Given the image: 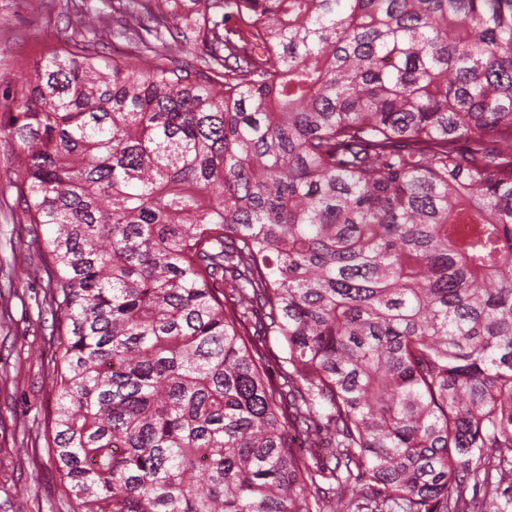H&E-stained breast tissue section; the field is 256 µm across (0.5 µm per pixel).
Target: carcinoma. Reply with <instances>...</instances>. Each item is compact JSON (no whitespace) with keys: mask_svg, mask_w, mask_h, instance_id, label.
Wrapping results in <instances>:
<instances>
[{"mask_svg":"<svg viewBox=\"0 0 512 512\" xmlns=\"http://www.w3.org/2000/svg\"><path fill=\"white\" fill-rule=\"evenodd\" d=\"M115 2L0 111L74 512L512 489V0ZM103 44L104 47L100 50L108 57L112 58V53H115L116 50L126 61L136 63L137 65L146 63V60L137 52L134 44H127L124 41L112 40V35H104Z\"/></svg>","mask_w":512,"mask_h":512,"instance_id":"1","label":"carcinoma"}]
</instances>
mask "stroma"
<instances>
[{
	"label": "stroma",
	"mask_w": 512,
	"mask_h": 512,
	"mask_svg": "<svg viewBox=\"0 0 512 512\" xmlns=\"http://www.w3.org/2000/svg\"><path fill=\"white\" fill-rule=\"evenodd\" d=\"M66 0H0V84L19 75L72 33ZM14 157L0 148V512H73L62 503L55 465L44 446L53 405L48 369L52 316L45 275L26 273L30 237L19 224L8 185Z\"/></svg>",
	"instance_id": "1"
}]
</instances>
